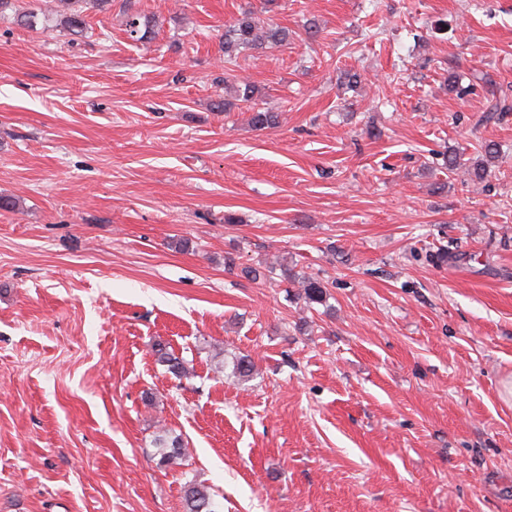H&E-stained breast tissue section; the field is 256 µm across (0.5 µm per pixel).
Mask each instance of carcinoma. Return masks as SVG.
Wrapping results in <instances>:
<instances>
[{"label": "carcinoma", "instance_id": "1", "mask_svg": "<svg viewBox=\"0 0 512 512\" xmlns=\"http://www.w3.org/2000/svg\"><path fill=\"white\" fill-rule=\"evenodd\" d=\"M82 0H60L59 9L52 13L42 10L28 11L18 14L20 24L30 28L38 16H43L44 27H62L74 35H80L86 30V20L81 9ZM288 45V29L273 21L263 22L247 11L237 18L224 31V63L234 65L239 55L245 50H259ZM224 86L232 88L230 97L214 102L217 112H227L235 107H246L252 110L251 124L258 129L273 127L277 124L276 113L270 110L255 108L254 86L247 83L230 81L224 77ZM305 298L310 303H322L326 298L325 285L313 278H301ZM157 362L165 366L167 371L181 376L187 373L183 361L160 347L156 349ZM159 459L157 465L172 469L179 465L186 454L184 443L179 437L164 434L157 441ZM183 501L186 512H221L209 486L195 480H188L182 486Z\"/></svg>", "mask_w": 512, "mask_h": 512}]
</instances>
